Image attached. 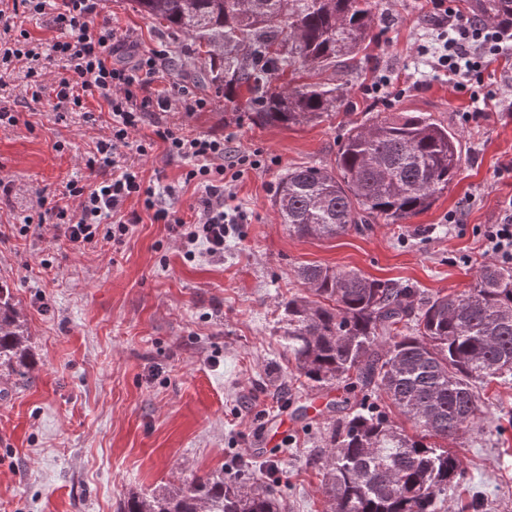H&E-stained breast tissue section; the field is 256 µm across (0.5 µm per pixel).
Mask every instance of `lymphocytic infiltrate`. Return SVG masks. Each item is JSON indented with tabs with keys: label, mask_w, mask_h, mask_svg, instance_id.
I'll return each instance as SVG.
<instances>
[{
	"label": "lymphocytic infiltrate",
	"mask_w": 512,
	"mask_h": 512,
	"mask_svg": "<svg viewBox=\"0 0 512 512\" xmlns=\"http://www.w3.org/2000/svg\"><path fill=\"white\" fill-rule=\"evenodd\" d=\"M103 0H0V78L23 69L26 89L39 98L43 77L52 63H61L64 74L54 90L59 103L86 112L87 97L102 99L111 116L107 136L95 143L86 167L87 181H68L60 198L40 199L37 217L18 225L24 233L30 224L63 227L66 240L82 250H96L101 243H122L141 221V211L151 212L155 222L167 225L184 244L186 258L205 245L210 257L224 254V243L245 223L243 211L233 206L234 181L248 170L261 168L260 152L229 153L224 138L185 135L170 128L157 130L167 157L191 161L185 179L202 185L205 197L191 218L159 205L155 187L127 160L128 150L145 156L152 143H132L131 134L146 117L169 111L179 104L187 113L204 110L205 98L188 85L171 83L169 94L156 92L153 83L165 69L167 50L140 49L130 33L110 21L100 20ZM433 18L431 70L472 103L485 100L479 89L483 70L496 58L512 60V23L488 24L464 15L451 0H429ZM54 10L53 22L60 37L43 45L32 40L24 18ZM138 206L126 210L129 201ZM486 250L499 263L512 264V200L502 206L498 223L487 225Z\"/></svg>",
	"instance_id": "f902f5d3"
}]
</instances>
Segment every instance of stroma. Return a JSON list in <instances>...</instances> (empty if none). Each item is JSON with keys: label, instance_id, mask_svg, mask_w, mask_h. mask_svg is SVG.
I'll return each mask as SVG.
<instances>
[{"label": "stroma", "instance_id": "1", "mask_svg": "<svg viewBox=\"0 0 512 512\" xmlns=\"http://www.w3.org/2000/svg\"><path fill=\"white\" fill-rule=\"evenodd\" d=\"M377 40L349 76L348 102L336 112L288 128L258 126L205 90L206 109L146 118L134 140L158 127L227 138L233 150L269 159L245 172L233 192L248 215L224 245V257L187 260L166 225L143 215L122 245L98 252L69 245L45 225L0 238V282L15 297L37 359L28 378L0 375V512H118L132 492H162L194 476L274 485L282 512H325L322 466L336 405L353 410L343 384L307 388L277 332L279 304L304 293L305 265L353 270L418 288L423 295L468 288L491 263L481 247L498 223L499 200L512 196V83L492 63L485 80L497 93L485 116L467 122L464 93L428 73L419 45L428 31L425 0H378ZM102 18L132 34L140 48L169 52L160 85L196 74L201 61L130 0H105ZM386 73L406 86L382 102L364 87ZM21 72L0 100L22 122L0 128V225L35 214L40 196L62 193L85 167L109 114L89 100L96 123L57 106L52 88L17 101ZM423 113L461 134L462 166L434 205L404 224L376 220L322 240L290 234L273 204L288 170L332 165L350 124L383 113ZM64 142L56 152L55 142ZM164 206L191 216L203 187L185 182L187 161L162 145L135 157ZM458 223H448L449 213ZM50 268H42V260ZM287 417L280 441L264 434ZM449 448L464 469L448 492V512H512V383L485 390L479 428Z\"/></svg>", "mask_w": 512, "mask_h": 512}]
</instances>
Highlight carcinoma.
I'll return each instance as SVG.
<instances>
[{
    "instance_id": "obj_1",
    "label": "carcinoma",
    "mask_w": 512,
    "mask_h": 512,
    "mask_svg": "<svg viewBox=\"0 0 512 512\" xmlns=\"http://www.w3.org/2000/svg\"><path fill=\"white\" fill-rule=\"evenodd\" d=\"M184 36L204 66L200 83L260 126L288 128L347 104L343 77L375 42L373 0H132ZM488 22L512 20V0H475ZM339 79H323L326 72ZM304 74L292 85L286 75ZM460 135L425 115L371 118L344 133L331 167L281 179L275 206L298 236L333 239L370 219L387 224L429 209L462 162ZM308 296L282 303L281 338L312 390L337 380L362 392L336 418L324 450L330 512H441L463 474L441 442L478 423L481 390L512 375V268L485 267L467 289L421 297L353 270L306 266ZM35 361L11 288L0 284V369ZM385 399L416 433L389 423ZM121 512H281L277 493L224 474L172 491L133 493Z\"/></svg>"
}]
</instances>
